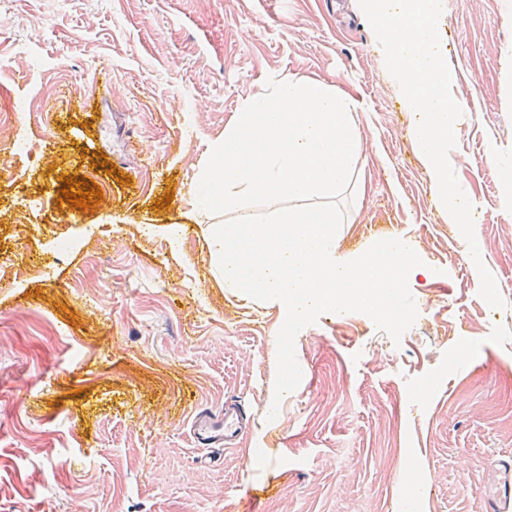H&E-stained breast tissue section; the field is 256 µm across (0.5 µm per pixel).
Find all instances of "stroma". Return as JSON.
<instances>
[{
    "mask_svg": "<svg viewBox=\"0 0 512 512\" xmlns=\"http://www.w3.org/2000/svg\"><path fill=\"white\" fill-rule=\"evenodd\" d=\"M330 2L0 0V114L40 147L0 139V512H245L259 483L258 512H400L408 471L418 512H488L484 463L512 461V0H442L439 21L453 96L477 113L449 160L503 309L478 295L358 0ZM270 77L355 104L337 260L398 237L425 263L401 343L323 314L279 400L286 310L225 288L195 222L212 145ZM66 176L100 204L61 202ZM228 399L248 433L196 447L192 410Z\"/></svg>",
    "mask_w": 512,
    "mask_h": 512,
    "instance_id": "stroma-1",
    "label": "stroma"
}]
</instances>
